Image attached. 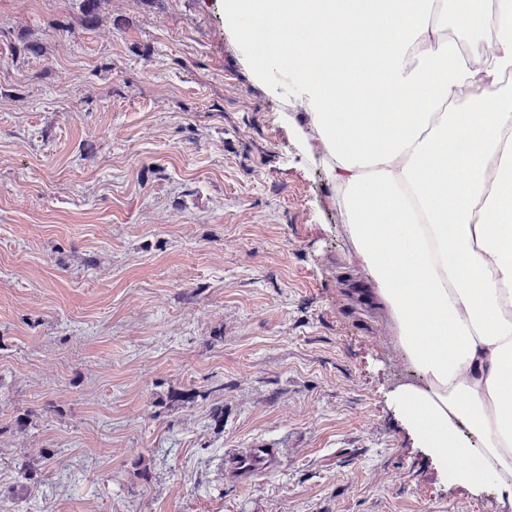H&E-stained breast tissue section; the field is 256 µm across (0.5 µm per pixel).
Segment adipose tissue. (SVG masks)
I'll return each instance as SVG.
<instances>
[{"label":"adipose tissue","instance_id":"obj_1","mask_svg":"<svg viewBox=\"0 0 512 512\" xmlns=\"http://www.w3.org/2000/svg\"><path fill=\"white\" fill-rule=\"evenodd\" d=\"M267 19L440 470L512 497V0H226ZM490 53L474 57L477 44Z\"/></svg>","mask_w":512,"mask_h":512}]
</instances>
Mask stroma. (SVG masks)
<instances>
[{"instance_id":"1","label":"stroma","mask_w":512,"mask_h":512,"mask_svg":"<svg viewBox=\"0 0 512 512\" xmlns=\"http://www.w3.org/2000/svg\"><path fill=\"white\" fill-rule=\"evenodd\" d=\"M224 2L0 0V512H512L414 447L322 145ZM251 448L245 453L227 449L224 454V469L228 479L248 484L261 476L269 475L279 455L277 448Z\"/></svg>"}]
</instances>
